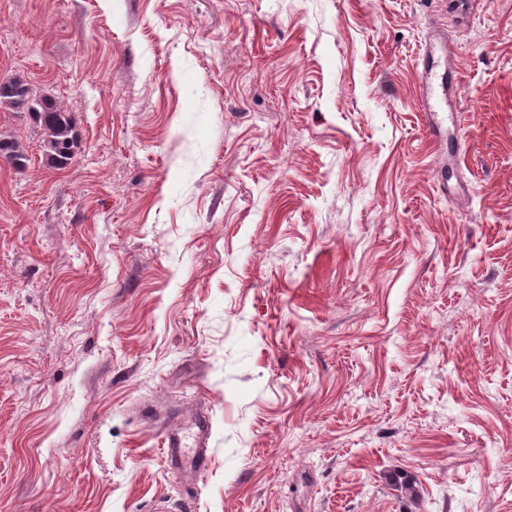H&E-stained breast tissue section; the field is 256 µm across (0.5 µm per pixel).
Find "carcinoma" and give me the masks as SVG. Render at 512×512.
<instances>
[{"instance_id": "1", "label": "carcinoma", "mask_w": 512, "mask_h": 512, "mask_svg": "<svg viewBox=\"0 0 512 512\" xmlns=\"http://www.w3.org/2000/svg\"><path fill=\"white\" fill-rule=\"evenodd\" d=\"M0 108L29 112L42 130V158L47 167L60 170L71 164L75 147L73 126L52 96L37 95L27 80L12 77L0 82ZM1 156L9 158L18 171L26 169L29 162L24 149L14 141L0 140ZM387 482L407 497H418L416 481L401 470L390 472Z\"/></svg>"}]
</instances>
